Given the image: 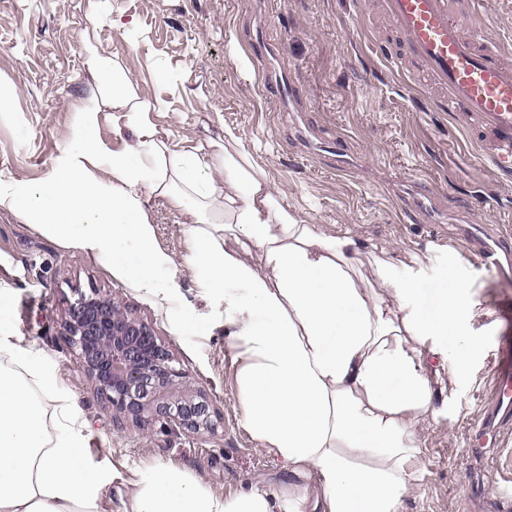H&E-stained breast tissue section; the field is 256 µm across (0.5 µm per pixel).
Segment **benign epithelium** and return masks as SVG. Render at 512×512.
I'll return each instance as SVG.
<instances>
[{
	"label": "benign epithelium",
	"mask_w": 512,
	"mask_h": 512,
	"mask_svg": "<svg viewBox=\"0 0 512 512\" xmlns=\"http://www.w3.org/2000/svg\"><path fill=\"white\" fill-rule=\"evenodd\" d=\"M78 362L118 414L151 416L164 428L203 436L215 431L208 398L196 391L169 347L144 320L124 312L110 294L79 293L65 322Z\"/></svg>",
	"instance_id": "7a95c632"
}]
</instances>
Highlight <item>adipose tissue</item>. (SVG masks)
Wrapping results in <instances>:
<instances>
[{"mask_svg": "<svg viewBox=\"0 0 512 512\" xmlns=\"http://www.w3.org/2000/svg\"><path fill=\"white\" fill-rule=\"evenodd\" d=\"M82 53L106 96L78 105L73 135L40 182L0 179V209L164 307L179 285L143 196L166 198L184 219L197 287L224 308L258 447L275 449L289 473L314 476L323 512H401L420 433L448 389L441 369L468 368L474 312L447 255L414 253L399 265L389 250L365 252L351 233L308 223L236 129L172 148L150 120L160 103L119 57L89 31ZM106 104L134 133L118 154L98 134ZM58 386L44 352L0 323V512H101L112 474L87 458L84 415L58 404ZM285 509L256 484L215 496L169 463L142 473L126 512Z\"/></svg>", "mask_w": 512, "mask_h": 512, "instance_id": "obj_1", "label": "adipose tissue"}]
</instances>
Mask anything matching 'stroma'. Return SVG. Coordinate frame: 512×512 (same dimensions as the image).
<instances>
[{
  "instance_id": "obj_1",
  "label": "stroma",
  "mask_w": 512,
  "mask_h": 512,
  "mask_svg": "<svg viewBox=\"0 0 512 512\" xmlns=\"http://www.w3.org/2000/svg\"><path fill=\"white\" fill-rule=\"evenodd\" d=\"M94 0H0V83L15 89V109L0 114V178L39 182L71 135L75 107L96 89L80 53L95 27L101 49L119 55L144 94L158 136L177 145L244 135L287 202L311 224L351 231L363 248L452 254L466 298L470 365L444 413L427 426L412 461L415 491L401 512H512L493 490L498 472L469 447L473 420L490 396L502 331L496 303L512 300V277L491 276L461 245L443 237L452 224L512 225V183L497 184L447 113L414 94L373 43L365 0H109L91 24ZM140 33L128 44L125 27ZM273 71L296 78L307 111L262 95L249 71L263 49ZM164 60L169 77L153 70ZM145 207L180 285L169 307L128 288L109 268L0 210V320L34 340L58 375L62 402L79 407L90 439L87 456L113 473L103 512H122L141 473L179 466L212 494L234 497L254 483L286 497L292 512H314V478L288 476L275 450L257 447L244 425L236 352L221 311H210L185 262L181 219L167 199ZM97 289L141 317L207 392L221 418L215 434L171 433L160 423L117 421L78 365L63 334L75 291ZM208 312L207 330L186 325L185 309Z\"/></svg>"
}]
</instances>
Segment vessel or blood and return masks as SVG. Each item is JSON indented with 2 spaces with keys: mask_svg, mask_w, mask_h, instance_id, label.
I'll list each match as a JSON object with an SVG mask.
<instances>
[{
  "mask_svg": "<svg viewBox=\"0 0 512 512\" xmlns=\"http://www.w3.org/2000/svg\"><path fill=\"white\" fill-rule=\"evenodd\" d=\"M384 24L374 40L403 77L439 111L458 122L488 164L495 182L512 180V60L476 31L480 21L469 0H372ZM284 101H302L291 77L265 75ZM482 225L456 228L451 238L466 243L490 274L512 267V228L501 226L483 239ZM474 453L501 448L512 435V336L502 337L491 377V397L479 411Z\"/></svg>",
  "mask_w": 512,
  "mask_h": 512,
  "instance_id": "obj_1",
  "label": "vessel or blood"
}]
</instances>
